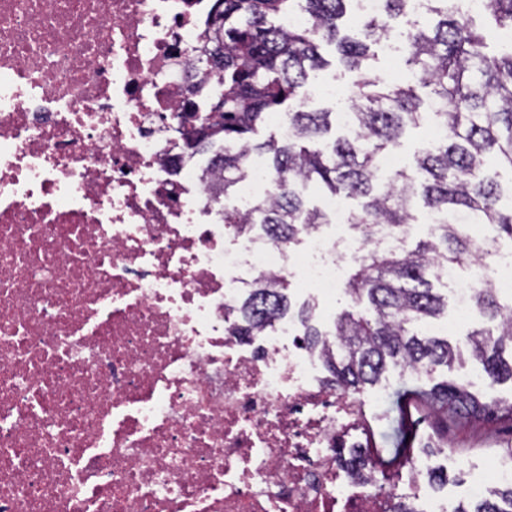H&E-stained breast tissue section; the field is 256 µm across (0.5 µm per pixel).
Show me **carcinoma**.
<instances>
[{"label":"carcinoma","instance_id":"cac0c4a2","mask_svg":"<svg viewBox=\"0 0 512 512\" xmlns=\"http://www.w3.org/2000/svg\"><path fill=\"white\" fill-rule=\"evenodd\" d=\"M352 0H216L206 20L208 47L199 57L214 68L217 87L199 86L208 103L196 113L198 136L188 142L196 153L219 152L210 163L224 171L215 194H229L246 176L247 152L268 155L274 191L249 213L224 212V223L239 233L261 224L274 241L293 240L301 226L326 224V215L307 203L299 188L310 183L330 196L355 202L352 229L371 240L374 229L388 224L404 238L418 205L440 215L431 237L414 247L372 249L342 288L350 309L342 311L326 345L315 324L314 305L303 304L302 321L308 347L318 352L338 388L358 392L380 381L388 365L416 374L462 360L463 351L479 361L492 381H512V299L503 300L490 280L472 289L470 301L488 324L464 334L456 344L414 328L448 312V297L433 288L438 267L463 272L478 260L489 268L494 245L472 236L468 224H492L498 235L512 239V203L502 201L496 165L512 174V47L488 50L486 37L472 17L453 0H429L432 22L408 33L404 59L414 83L385 78L368 64L366 40L390 34V23L408 11V0H381L374 16L356 17ZM308 16L304 28L283 30L278 19L289 13ZM488 12L497 28L512 27V0H490ZM336 46L339 61L358 73L351 90L353 112L349 135L325 140L340 113L288 109L294 134L288 139L252 138L269 114L299 95L309 72L327 65L319 49ZM429 90L423 101L417 89ZM433 119L447 135L420 150L418 174L393 170L376 185L380 157L398 148L411 130ZM281 279L273 288L260 282L238 311L251 329L266 328L291 311ZM435 409L461 418L488 417L512 403L483 401L460 382H443L421 392ZM456 512H512V484L494 486L489 497Z\"/></svg>","mask_w":512,"mask_h":512}]
</instances>
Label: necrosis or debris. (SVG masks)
<instances>
[{"mask_svg":"<svg viewBox=\"0 0 512 512\" xmlns=\"http://www.w3.org/2000/svg\"><path fill=\"white\" fill-rule=\"evenodd\" d=\"M212 0H0V512H453L426 460L372 451L357 398L327 385L293 317L243 330L262 277L328 299L341 262L402 247L315 227L247 234L260 156L211 198L184 131L201 111ZM512 250L464 278L458 317ZM368 450L364 471L349 449Z\"/></svg>","mask_w":512,"mask_h":512,"instance_id":"1","label":"necrosis or debris"}]
</instances>
